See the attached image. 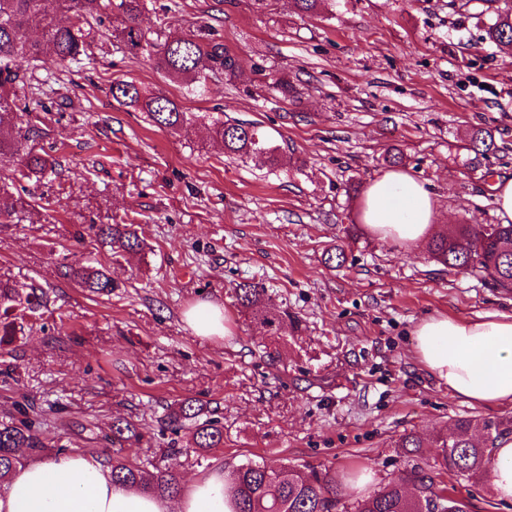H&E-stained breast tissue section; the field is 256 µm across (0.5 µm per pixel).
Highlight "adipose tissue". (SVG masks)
Returning a JSON list of instances; mask_svg holds the SVG:
<instances>
[{
  "label": "adipose tissue",
  "mask_w": 512,
  "mask_h": 512,
  "mask_svg": "<svg viewBox=\"0 0 512 512\" xmlns=\"http://www.w3.org/2000/svg\"><path fill=\"white\" fill-rule=\"evenodd\" d=\"M360 217L379 240L413 250L431 237L439 211L422 182L396 169L368 184ZM412 343L418 362L451 395L478 406L512 404V314L430 315L413 328ZM224 485L218 470L171 501L121 486L95 457L70 453L18 468L0 494V512H233Z\"/></svg>",
  "instance_id": "adipose-tissue-1"
}]
</instances>
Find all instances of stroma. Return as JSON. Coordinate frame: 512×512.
<instances>
[{"mask_svg": "<svg viewBox=\"0 0 512 512\" xmlns=\"http://www.w3.org/2000/svg\"><path fill=\"white\" fill-rule=\"evenodd\" d=\"M447 2L338 0L311 17L291 0H147L142 26L174 38L210 25L238 57L234 78H212L198 96L108 35L96 36L83 65L34 62L45 86L36 96L19 88L32 107L24 120L60 165L39 184L0 160V187L15 201L0 222V279L40 286L48 302L0 361V413L36 399L51 434L103 461L114 419H132L145 436L121 454L140 461L166 445L165 409L197 399L223 412L224 445L189 455L181 431L163 461L180 482L250 460L287 462L335 472L345 505L360 496L358 475L370 474L373 492L403 469L392 446L403 432L425 437L460 416L512 419V404L450 396L409 338L429 314L511 313L512 293L363 228L344 241L341 267L325 262L359 221L360 197L347 186L385 173L393 145L447 223L496 221L492 187L512 178V49L487 43L481 20ZM281 76L297 101L274 91ZM121 80L162 91L193 121L177 133L154 125L113 100ZM217 117L261 126L284 164L270 170L202 147ZM477 126L498 145L485 172L465 167L458 148ZM42 195L50 210L34 205ZM116 223L136 225L153 250L109 263L116 289L89 295L58 266L103 260L75 232ZM243 281L265 285L301 332L275 342L250 323L233 296ZM205 302L223 307L230 336L196 335L186 313Z\"/></svg>", "mask_w": 512, "mask_h": 512, "instance_id": "obj_1", "label": "stroma"}]
</instances>
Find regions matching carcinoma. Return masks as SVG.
<instances>
[{
  "instance_id": "obj_1",
  "label": "carcinoma",
  "mask_w": 512,
  "mask_h": 512,
  "mask_svg": "<svg viewBox=\"0 0 512 512\" xmlns=\"http://www.w3.org/2000/svg\"><path fill=\"white\" fill-rule=\"evenodd\" d=\"M56 3L71 15L66 24H56L46 9ZM490 0H448V8L471 7L476 15H489L485 25L486 39L495 45L512 44V12L492 11ZM300 13L317 15L326 9L328 0H293ZM145 0H0V158L12 161L20 176L40 181L55 170L56 159L40 153L27 142L39 131L22 128L18 113L28 112L29 101L18 98L16 88L27 83L23 63L51 55L60 62L79 63L86 56L94 27L123 18L124 26L112 30L116 38L132 54H147L157 68L186 80L187 93L193 94L208 78L217 74L232 75L239 67L236 55L224 43L212 37L213 27H199L195 32L174 39L162 37L159 30L143 29L139 18ZM118 103L146 113L149 120L173 132L190 121L188 113L166 95L148 91L133 81L112 83ZM210 139L232 158H257L270 167L283 163L279 146L257 126L237 121H212ZM464 166L476 170L491 154L498 151L495 136L486 128H475L467 134ZM90 237L114 258L145 251L134 224H90ZM434 262L452 271H476L490 288L502 293L512 292V224L443 225L428 244ZM62 275L75 280L92 296H109L117 284L108 268L99 263L65 266ZM235 300L250 322L265 329L266 335L280 340L288 331L300 329V320L288 309H277L265 303V287L245 282L236 286ZM42 305L36 289L22 292L8 280L0 279V350H5L24 332L30 315ZM175 431L192 426L195 452L207 453L224 447V423L214 412L195 399H185L170 410L164 420ZM512 433V426L502 422L460 417L450 432L432 436L431 442L412 433L395 441L411 467L392 479L382 489L346 507L348 512H428L427 495L452 500L451 488H434V479L415 463L418 451L430 444L441 449L435 461L439 469L458 479L477 482L488 476L494 446L498 439ZM141 427L131 420L112 423V436L104 440L112 446L142 438ZM48 448L42 431V415L24 400L14 411L0 417V488L9 486L12 473ZM114 479L121 485L164 498L180 493L177 476L161 466L153 456L134 463L119 455L109 457ZM419 482L429 494L414 493L409 485ZM232 494L234 512H335L338 504L336 480L327 472L314 471L306 478L291 465L247 463L237 467L227 483Z\"/></svg>"
}]
</instances>
